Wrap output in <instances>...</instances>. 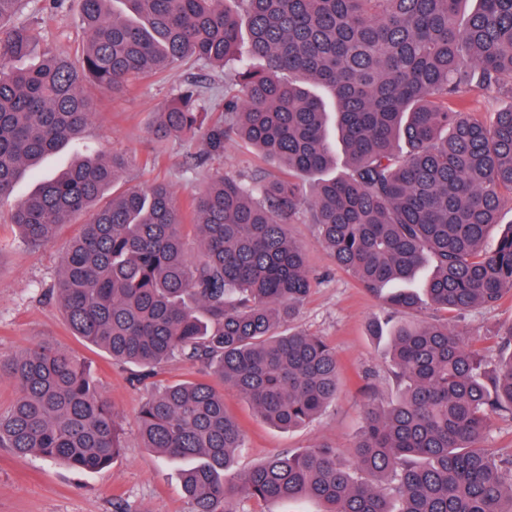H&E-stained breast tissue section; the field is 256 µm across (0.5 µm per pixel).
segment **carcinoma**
Here are the masks:
<instances>
[{
  "instance_id": "obj_1",
  "label": "carcinoma",
  "mask_w": 512,
  "mask_h": 512,
  "mask_svg": "<svg viewBox=\"0 0 512 512\" xmlns=\"http://www.w3.org/2000/svg\"><path fill=\"white\" fill-rule=\"evenodd\" d=\"M461 2L81 0L80 60L48 49L10 70L5 61L28 57L37 36L32 23L14 22L25 0H0V199L44 155L82 137L95 112L85 83L113 93L190 59L224 71V99L208 106L201 84L182 85L154 137L198 141L187 155L193 170L223 158L235 138L287 172L217 170L185 205L163 182L114 190L105 202L124 160L86 157L44 178L12 214L32 248L84 215L47 290L74 335L138 368V382L176 358L195 369L156 386L139 414L144 447L188 464L192 512L300 497L323 502V512H393L392 496L398 512H512V466L479 446L493 418L512 416V325L497 334L492 366L446 320L372 325L389 337L400 392L365 411L351 449L361 481L327 444L232 472L245 432L224 406L231 386L289 431L336 398V350L301 331L278 333L312 287L285 232L300 217L374 293L432 266L423 295L387 296L396 312L424 297L445 314L512 298V229L483 249L512 198V105L487 126L469 102L487 89L512 97V0H476L463 26ZM309 83L336 105L347 155L338 176L328 112ZM2 376L15 396L0 411V448L88 472L121 455L117 414L84 361L37 346L1 354Z\"/></svg>"
}]
</instances>
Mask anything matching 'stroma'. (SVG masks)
Listing matches in <instances>:
<instances>
[{"instance_id":"35a3bbf8","label":"stroma","mask_w":512,"mask_h":512,"mask_svg":"<svg viewBox=\"0 0 512 512\" xmlns=\"http://www.w3.org/2000/svg\"><path fill=\"white\" fill-rule=\"evenodd\" d=\"M21 18L37 21L39 47H52L73 59L81 55L87 36L80 0H65L63 8L56 11L47 9L44 0H27ZM192 78L202 82L209 100L223 97V72L193 61L143 80L126 93L112 95L87 84L96 107L90 125L80 140L45 157L41 175L65 169L79 155L119 153L128 160L123 176L126 183L147 186L166 182L178 195H186L203 179L186 165L192 144L158 142L150 126L156 112ZM218 166L228 174L246 169H260L271 177L281 174L253 148L235 141L227 143ZM35 184V178L24 177L12 197L0 201V354L44 345L86 360L101 393L118 414L124 451L111 466L82 472L42 457L19 459L10 449L0 448V512H114L119 503L128 512H192L177 465L145 448L139 434L138 413L153 391L152 384L133 383L130 366L112 361L74 336L56 302L45 297L78 227L68 225L51 244L28 248L12 224L11 214L16 201L28 195ZM287 231L302 247L315 278L290 326L321 337L335 348L339 386L335 400L316 419L287 432L257 418L238 391L225 388V406L243 424L247 436L245 448L235 458L240 470L287 448L300 450L322 443L336 448L342 461H350V450L363 427L365 404L374 398L390 402L395 392L388 373L389 342L373 336L371 321L386 319L396 324L437 317L429 308L393 312L351 273L336 266L313 225L292 223ZM448 325L465 340L483 347L489 361H496L494 337L512 325V299L451 317Z\"/></svg>"}]
</instances>
